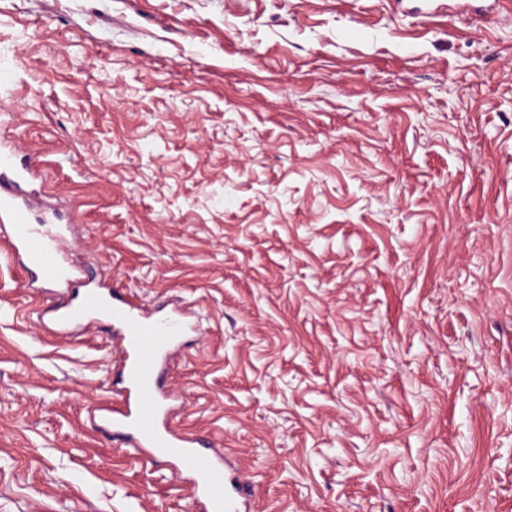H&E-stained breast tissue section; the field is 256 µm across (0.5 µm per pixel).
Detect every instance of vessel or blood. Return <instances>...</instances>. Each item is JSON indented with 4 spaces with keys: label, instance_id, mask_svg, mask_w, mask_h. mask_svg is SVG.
<instances>
[{
    "label": "vessel or blood",
    "instance_id": "obj_1",
    "mask_svg": "<svg viewBox=\"0 0 512 512\" xmlns=\"http://www.w3.org/2000/svg\"><path fill=\"white\" fill-rule=\"evenodd\" d=\"M20 150L16 142L0 144V223L10 225L14 254L24 256L37 278L71 286L69 298L54 308L59 334L107 317L118 346L116 386L122 404L106 408L104 428L134 455L173 459L177 471L190 477L204 512H247L248 490L229 476L226 458L201 454L191 437L170 426L173 408L163 389V374L174 348L197 331V324L176 305L146 310L119 287L74 290V283L83 278L82 269L58 260L46 225L31 223L26 207L18 202L40 168L39 162L20 158Z\"/></svg>",
    "mask_w": 512,
    "mask_h": 512
}]
</instances>
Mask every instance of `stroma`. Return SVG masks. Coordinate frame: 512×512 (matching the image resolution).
I'll use <instances>...</instances> for the list:
<instances>
[{
    "instance_id": "35a3bbf8",
    "label": "stroma",
    "mask_w": 512,
    "mask_h": 512,
    "mask_svg": "<svg viewBox=\"0 0 512 512\" xmlns=\"http://www.w3.org/2000/svg\"><path fill=\"white\" fill-rule=\"evenodd\" d=\"M0 110L66 259L196 312L172 425L252 512H512V0H0ZM8 240L0 512H199Z\"/></svg>"
}]
</instances>
